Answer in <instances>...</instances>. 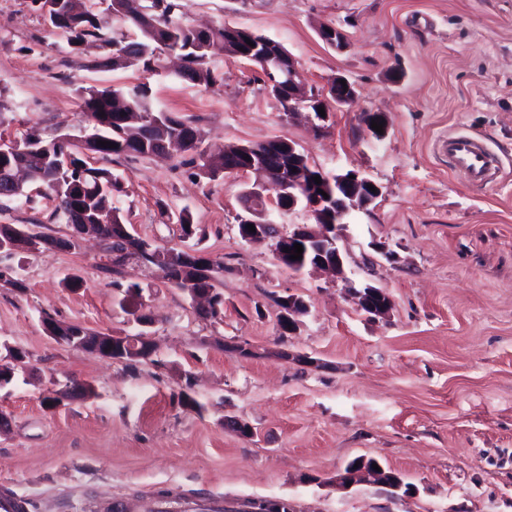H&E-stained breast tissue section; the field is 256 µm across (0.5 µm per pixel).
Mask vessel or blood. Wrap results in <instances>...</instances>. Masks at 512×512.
<instances>
[{"mask_svg":"<svg viewBox=\"0 0 512 512\" xmlns=\"http://www.w3.org/2000/svg\"><path fill=\"white\" fill-rule=\"evenodd\" d=\"M442 149L451 170L464 175L472 185L484 187L498 181L503 175L500 159L476 136L449 133L442 143Z\"/></svg>","mask_w":512,"mask_h":512,"instance_id":"b4317fda","label":"vessel or blood"}]
</instances>
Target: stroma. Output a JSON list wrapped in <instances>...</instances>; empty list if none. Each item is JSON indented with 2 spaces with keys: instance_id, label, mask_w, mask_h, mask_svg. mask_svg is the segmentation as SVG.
I'll return each instance as SVG.
<instances>
[{
  "instance_id": "35a3bbf8",
  "label": "stroma",
  "mask_w": 512,
  "mask_h": 512,
  "mask_svg": "<svg viewBox=\"0 0 512 512\" xmlns=\"http://www.w3.org/2000/svg\"><path fill=\"white\" fill-rule=\"evenodd\" d=\"M188 19L267 35L297 61L307 89L341 74L358 101L331 113L317 136L306 118L285 119L253 62L214 53L209 65L224 82L211 89L171 70L95 69L98 49L68 52L29 0H0V137L78 134L81 89L144 83L157 107L194 121L209 150L295 140L312 166L355 169L381 186L347 226L345 269L355 285L385 288L394 306L367 319L345 280L293 272L270 242L241 239L252 173L211 180L177 157L114 159L137 235L223 260L224 316L203 319L160 271L137 264L122 281L141 293L119 306L92 244L0 254L22 283L0 285V344L27 353L0 390L9 421L0 494L22 497L28 512H98L107 501L140 512L146 499L219 497L224 512L271 498L294 512H512V0H189ZM325 24L345 32V51L320 39ZM369 111L389 117L384 140L366 127ZM451 130L485 137L504 177L480 188L453 172L438 147ZM184 207L198 227L189 240L174 218ZM0 224L67 229L41 196L0 201ZM383 244L395 259L380 254ZM68 277L82 287H67ZM288 294L307 312L284 335L277 300ZM137 309L154 322L155 352L132 365L59 343L41 324L49 316L123 336ZM299 354L320 367L296 362ZM74 384L92 396H64ZM184 391L196 407L178 403ZM237 419L253 437L226 428ZM358 456L398 471L415 493L337 489V470Z\"/></svg>"
}]
</instances>
